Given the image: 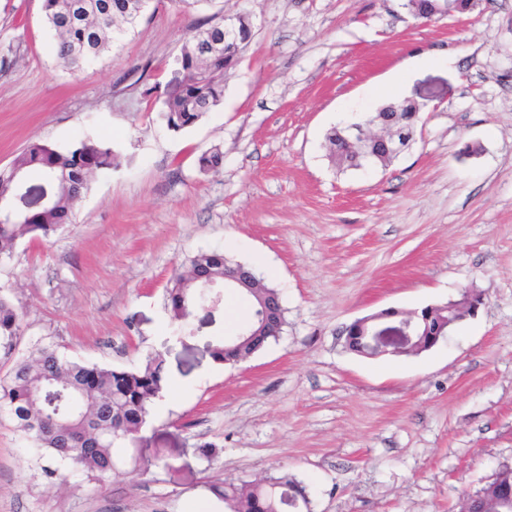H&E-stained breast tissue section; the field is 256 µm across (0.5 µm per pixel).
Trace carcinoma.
<instances>
[{
  "mask_svg": "<svg viewBox=\"0 0 512 512\" xmlns=\"http://www.w3.org/2000/svg\"><path fill=\"white\" fill-rule=\"evenodd\" d=\"M151 0H44L45 22L55 40L57 59L69 70L96 63L112 52L124 34L147 12ZM412 16L425 19L435 12L437 0H405ZM224 97V9L205 18L183 46L176 59L173 77L161 90L163 118L173 131L193 126ZM395 112H378L390 120L387 130L397 126L416 129L420 111L403 99ZM386 104V107L393 106ZM329 157L342 170H357L362 158L338 128L326 135ZM224 155L214 149L199 157L202 171L221 167ZM115 154L108 143L86 138L70 147L48 144L38 137L11 163L0 168V192L8 195L14 179L37 171L54 195L48 207L29 212L22 224H0V260L13 256L25 238H48L72 223L74 209L89 192L94 177L112 170ZM235 265L220 251H202L189 257L183 271L167 288V307L172 318L185 329L196 309L207 303L197 277L218 283L224 269ZM279 296L276 288L256 278L252 301V323L248 332L254 339L212 349L213 358L223 364L246 359L277 339L287 325L285 308L276 326L261 322L256 294ZM448 318V304L428 305L420 310L419 330L435 336ZM25 331L24 316L13 306L9 290L0 287V358L12 361L0 378V416L9 419L34 451L45 477L65 482L72 475L89 474L99 483L112 479L122 456L118 450L129 446L134 466L150 469L154 462L135 448L142 425L168 385L163 360L148 354L139 365L113 368L69 359L55 344L37 342L23 355L16 354ZM230 512H300L288 504L293 496L307 504L305 487L284 473L247 486L226 484L216 487Z\"/></svg>",
  "mask_w": 512,
  "mask_h": 512,
  "instance_id": "carcinoma-1",
  "label": "carcinoma"
}]
</instances>
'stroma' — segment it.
Wrapping results in <instances>:
<instances>
[{"label": "stroma", "mask_w": 512, "mask_h": 512, "mask_svg": "<svg viewBox=\"0 0 512 512\" xmlns=\"http://www.w3.org/2000/svg\"><path fill=\"white\" fill-rule=\"evenodd\" d=\"M403 0H222L253 36L220 106L176 133L145 96L165 86L201 12L154 0L111 57L72 74L43 0H0V167L37 137L107 140L72 224L0 262L26 330L67 357L132 367L163 358L171 386L139 434L155 463L61 485L0 418V512H225L215 492L287 472L310 512H459L512 463V0L416 20ZM400 98L429 97L411 147L339 171L325 135ZM219 170L201 172L212 147ZM221 249L278 288L282 335L234 365L211 348L245 326L225 294L180 331L176 268ZM482 292L432 349L364 357L341 336L385 308ZM216 448L213 458L200 445Z\"/></svg>", "instance_id": "35a3bbf8"}]
</instances>
